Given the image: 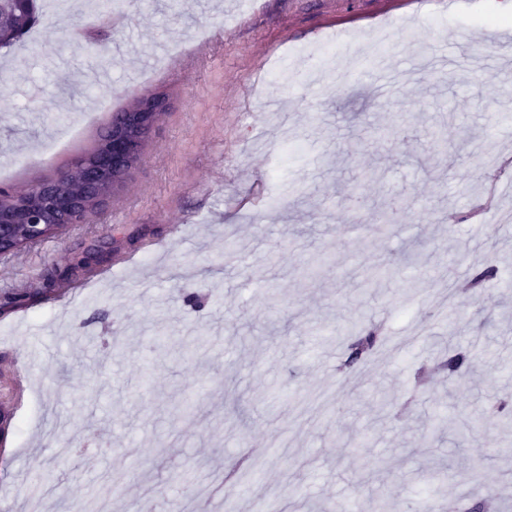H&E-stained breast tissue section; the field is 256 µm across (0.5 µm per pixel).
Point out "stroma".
<instances>
[{"mask_svg": "<svg viewBox=\"0 0 512 512\" xmlns=\"http://www.w3.org/2000/svg\"><path fill=\"white\" fill-rule=\"evenodd\" d=\"M80 0L0 49V190L91 151L164 94L111 204L0 256V512H512V222L471 216L512 158V13L496 0ZM381 102L351 71L382 26ZM465 58L430 83L421 63ZM457 131L435 136L447 116ZM499 282L462 290L487 263ZM27 289L21 302L14 296ZM382 347L341 370L346 340ZM477 340L466 374L421 366ZM483 458L479 482L469 461ZM225 511H266L264 502L257 498L250 489H239L234 497L225 501Z\"/></svg>", "mask_w": 512, "mask_h": 512, "instance_id": "35a3bbf8", "label": "stroma"}]
</instances>
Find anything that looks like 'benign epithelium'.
I'll return each instance as SVG.
<instances>
[{
  "instance_id": "benign-epithelium-1",
  "label": "benign epithelium",
  "mask_w": 512,
  "mask_h": 512,
  "mask_svg": "<svg viewBox=\"0 0 512 512\" xmlns=\"http://www.w3.org/2000/svg\"><path fill=\"white\" fill-rule=\"evenodd\" d=\"M166 106L162 96L134 98L126 111L112 118L95 157L78 159L56 176L11 195L12 205L0 209V255L84 222L91 203L99 210L108 206L115 188L141 161L156 119Z\"/></svg>"
}]
</instances>
